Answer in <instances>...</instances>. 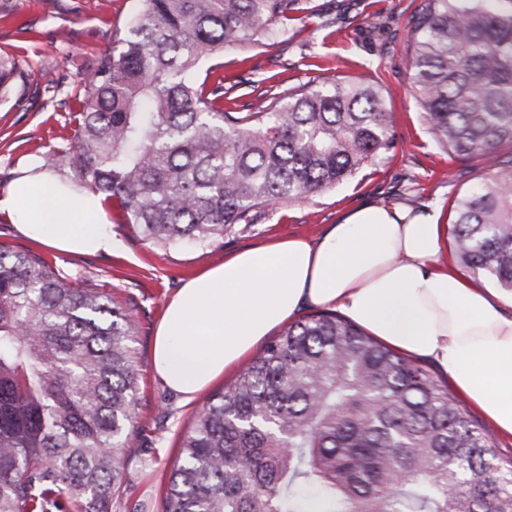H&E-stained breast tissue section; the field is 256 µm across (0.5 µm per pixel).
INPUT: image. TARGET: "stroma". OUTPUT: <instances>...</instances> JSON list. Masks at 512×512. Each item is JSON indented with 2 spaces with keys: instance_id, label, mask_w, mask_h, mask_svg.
I'll return each instance as SVG.
<instances>
[{
  "instance_id": "obj_1",
  "label": "stroma",
  "mask_w": 512,
  "mask_h": 512,
  "mask_svg": "<svg viewBox=\"0 0 512 512\" xmlns=\"http://www.w3.org/2000/svg\"><path fill=\"white\" fill-rule=\"evenodd\" d=\"M421 0H310L313 12L272 46L228 50L224 74L235 82L239 104L256 102L260 92L287 95L303 84L328 79L377 84L394 115L400 145L395 155L377 158L355 178L310 201L287 202L236 225L207 247L163 248L143 240L122 223L115 205L105 214L119 246L109 256L62 253L21 236L0 213V244L36 252L68 277L134 304L138 369L136 420L142 428L134 447L123 449L131 478L123 496L158 512L162 475L177 456V438L192 421L199 398L170 392L152 368L153 339L168 301L199 270L222 263L238 250L274 239L317 240L348 212L367 203L412 211L441 207L453 221L451 203L495 169L485 157L449 155L430 135L412 98L405 68L408 20ZM140 0H0V57L15 64L6 94L0 95V195L20 170L42 161L45 152L70 145L83 97V76L101 51L112 46L136 15ZM334 26H325L327 16ZM151 455L153 471L140 473L138 460Z\"/></svg>"
}]
</instances>
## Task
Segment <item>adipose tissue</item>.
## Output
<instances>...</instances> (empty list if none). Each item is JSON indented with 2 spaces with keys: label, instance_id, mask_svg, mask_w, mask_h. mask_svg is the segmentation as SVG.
<instances>
[{
  "label": "adipose tissue",
  "instance_id": "ef3b65f1",
  "mask_svg": "<svg viewBox=\"0 0 512 512\" xmlns=\"http://www.w3.org/2000/svg\"><path fill=\"white\" fill-rule=\"evenodd\" d=\"M17 231L72 255L116 242L100 197L30 167L0 195ZM440 209L361 207L315 241L288 237L204 268L165 307L152 367L192 398L238 369L303 309L330 306L410 358L428 360L504 438L512 439V295L481 288L443 262Z\"/></svg>",
  "mask_w": 512,
  "mask_h": 512
}]
</instances>
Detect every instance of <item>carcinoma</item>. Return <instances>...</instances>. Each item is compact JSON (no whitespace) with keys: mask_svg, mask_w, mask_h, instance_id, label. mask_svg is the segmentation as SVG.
<instances>
[{"mask_svg":"<svg viewBox=\"0 0 512 512\" xmlns=\"http://www.w3.org/2000/svg\"><path fill=\"white\" fill-rule=\"evenodd\" d=\"M307 2L142 0L42 167L164 248L353 178L397 145L378 86L327 80L241 112L224 63L189 80L270 45ZM485 2L419 4L406 67L437 143L497 167L455 200L451 234L460 265L512 293V9ZM134 336L112 294L0 245V512H112L139 434ZM160 512H512V457L423 364L318 310L197 408Z\"/></svg>","mask_w":512,"mask_h":512,"instance_id":"cac0c4a2","label":"carcinoma"}]
</instances>
